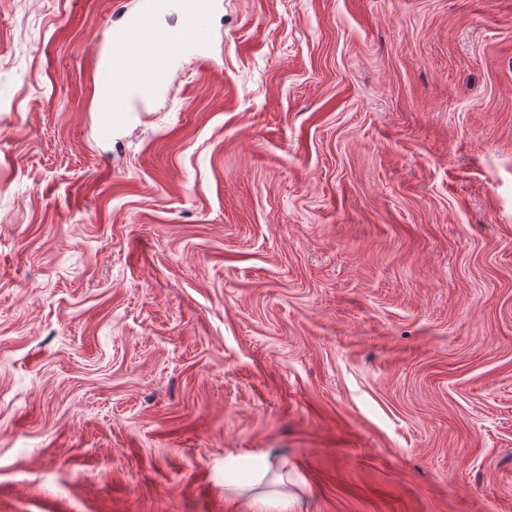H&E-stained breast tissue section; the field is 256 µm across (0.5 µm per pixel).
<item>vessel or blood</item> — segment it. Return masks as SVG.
I'll list each match as a JSON object with an SVG mask.
<instances>
[{
    "label": "vessel or blood",
    "mask_w": 512,
    "mask_h": 512,
    "mask_svg": "<svg viewBox=\"0 0 512 512\" xmlns=\"http://www.w3.org/2000/svg\"><path fill=\"white\" fill-rule=\"evenodd\" d=\"M163 16L182 18L183 26L160 28ZM203 0H145L142 10L112 29L108 53L100 67L101 110L108 119H121L129 97L152 99L170 74L176 53L195 48L197 30L204 27Z\"/></svg>",
    "instance_id": "b4317fda"
}]
</instances>
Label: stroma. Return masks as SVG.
Wrapping results in <instances>:
<instances>
[{
  "instance_id": "stroma-1",
  "label": "stroma",
  "mask_w": 512,
  "mask_h": 512,
  "mask_svg": "<svg viewBox=\"0 0 512 512\" xmlns=\"http://www.w3.org/2000/svg\"><path fill=\"white\" fill-rule=\"evenodd\" d=\"M207 4L0 0V512H512V0ZM206 9L202 0H146L140 12L112 29L100 67L101 111L111 123L127 112L129 95L147 101L157 94L168 79L174 55L197 46L195 32L205 25ZM162 16L182 18L193 33L184 27L159 28ZM145 34L150 35L148 40Z\"/></svg>"
}]
</instances>
